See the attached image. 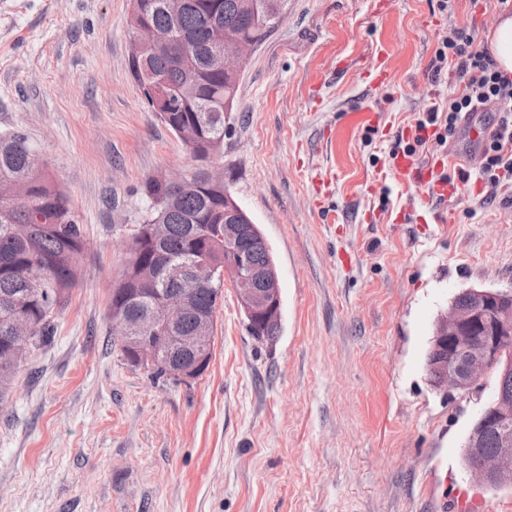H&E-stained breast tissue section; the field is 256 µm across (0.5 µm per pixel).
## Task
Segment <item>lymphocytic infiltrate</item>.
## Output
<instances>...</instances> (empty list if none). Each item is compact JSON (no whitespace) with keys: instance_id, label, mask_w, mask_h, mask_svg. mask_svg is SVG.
Returning <instances> with one entry per match:
<instances>
[{"instance_id":"obj_1","label":"lymphocytic infiltrate","mask_w":512,"mask_h":512,"mask_svg":"<svg viewBox=\"0 0 512 512\" xmlns=\"http://www.w3.org/2000/svg\"><path fill=\"white\" fill-rule=\"evenodd\" d=\"M428 69L432 77L454 74L458 89L446 100L430 103L415 125V132L402 150L404 156L420 158L425 150L450 153L460 126L486 113L485 135L478 141L477 172L457 167L443 170V182L463 184L480 180L482 191L473 200L482 208L496 199L512 200V76L504 74L476 25H451L438 42Z\"/></svg>"}]
</instances>
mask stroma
<instances>
[{"label":"stroma","instance_id":"stroma-1","mask_svg":"<svg viewBox=\"0 0 512 512\" xmlns=\"http://www.w3.org/2000/svg\"><path fill=\"white\" fill-rule=\"evenodd\" d=\"M377 2L288 0L251 54L219 163L274 254L282 328L252 339L225 280L210 367L175 386L124 359L108 317L144 182L196 166L130 73V0H0V133L28 135L92 251L0 405V512H512L461 464L493 379L447 397L425 369L458 293L512 290V205L470 211L478 182L429 199L390 159L456 85L427 78L449 22L487 13Z\"/></svg>","mask_w":512,"mask_h":512}]
</instances>
